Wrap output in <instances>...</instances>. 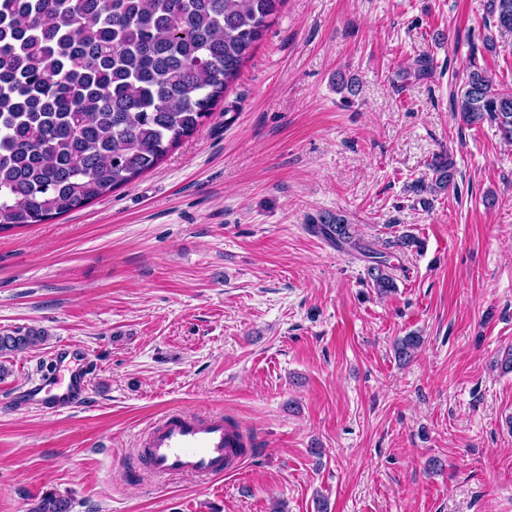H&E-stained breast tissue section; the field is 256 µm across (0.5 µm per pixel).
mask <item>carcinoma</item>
Segmentation results:
<instances>
[{"label": "carcinoma", "mask_w": 512, "mask_h": 512, "mask_svg": "<svg viewBox=\"0 0 512 512\" xmlns=\"http://www.w3.org/2000/svg\"><path fill=\"white\" fill-rule=\"evenodd\" d=\"M285 0H0V231L62 216L155 168L224 99ZM512 34V0H486ZM452 110L468 126L495 124L512 143V91L470 61ZM410 191L437 195L455 185L442 152ZM311 230L368 261L378 294L396 289L390 257L422 249L404 232L378 251L347 215H322ZM45 340V331L0 334V355ZM423 343H394L407 362ZM44 493L28 512H69Z\"/></svg>", "instance_id": "carcinoma-1"}]
</instances>
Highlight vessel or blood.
Masks as SVG:
<instances>
[{
  "label": "vessel or blood",
  "mask_w": 512,
  "mask_h": 512,
  "mask_svg": "<svg viewBox=\"0 0 512 512\" xmlns=\"http://www.w3.org/2000/svg\"><path fill=\"white\" fill-rule=\"evenodd\" d=\"M78 357L77 349L59 347L49 369L15 395V407L33 405L54 412L80 406L86 399V366ZM235 445V433L223 417L198 419L173 412L152 429L142 450V461L160 480L183 475L220 478L238 468L240 458L234 452Z\"/></svg>",
  "instance_id": "obj_1"
}]
</instances>
